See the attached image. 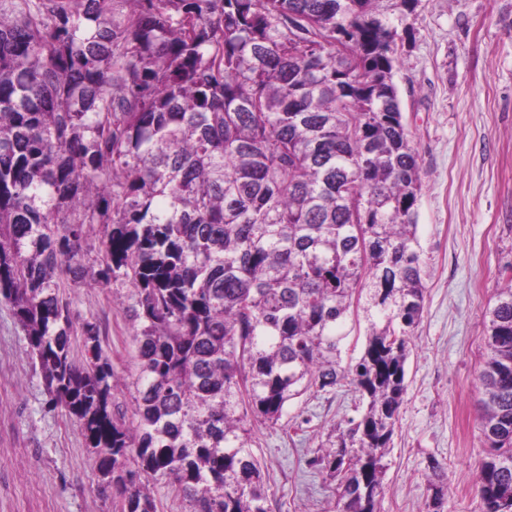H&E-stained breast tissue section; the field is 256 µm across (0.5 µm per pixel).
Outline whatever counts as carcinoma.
<instances>
[{
  "label": "carcinoma",
  "mask_w": 512,
  "mask_h": 512,
  "mask_svg": "<svg viewBox=\"0 0 512 512\" xmlns=\"http://www.w3.org/2000/svg\"><path fill=\"white\" fill-rule=\"evenodd\" d=\"M383 2L0 0V300L121 512H158L156 477L193 512H271L250 420L346 386L357 415L309 465L338 512H378L425 292ZM97 224L98 269L72 266ZM70 274L129 288L134 423L98 323L71 355ZM484 319L476 491L512 512V279ZM366 329L367 322L361 312L358 317L352 315L347 318L345 331L348 333V338L345 341L343 363L348 361L351 357L355 358L360 356L365 341Z\"/></svg>",
  "instance_id": "cac0c4a2"
}]
</instances>
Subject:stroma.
Wrapping results in <instances>:
<instances>
[{
  "label": "stroma",
  "instance_id": "obj_1",
  "mask_svg": "<svg viewBox=\"0 0 512 512\" xmlns=\"http://www.w3.org/2000/svg\"><path fill=\"white\" fill-rule=\"evenodd\" d=\"M394 18V81L419 152L426 292L380 512H425L435 462L448 475L444 512H482L473 477L488 453L479 423L483 314L512 278V0H417ZM67 286L76 323L101 327L119 381L115 403L134 414L138 352L127 288ZM50 399L21 326L0 302V512H120L100 488L78 423ZM356 404L344 387L308 393L278 424L252 422L271 512H333V485L308 461Z\"/></svg>",
  "mask_w": 512,
  "mask_h": 512
}]
</instances>
